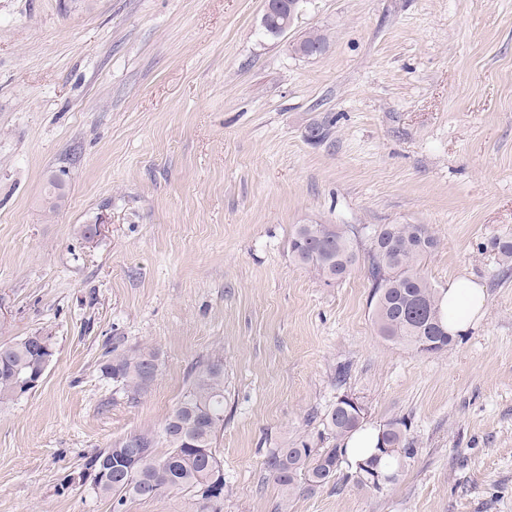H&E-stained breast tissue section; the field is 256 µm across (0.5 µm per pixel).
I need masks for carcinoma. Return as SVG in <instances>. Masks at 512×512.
Here are the masks:
<instances>
[{
	"instance_id": "carcinoma-1",
	"label": "carcinoma",
	"mask_w": 512,
	"mask_h": 512,
	"mask_svg": "<svg viewBox=\"0 0 512 512\" xmlns=\"http://www.w3.org/2000/svg\"><path fill=\"white\" fill-rule=\"evenodd\" d=\"M278 6L261 21L262 34L279 37L293 24L303 0H276ZM296 55L322 54L327 37L310 31L289 44ZM358 233L347 224H299L290 240L294 261L313 271L327 284L343 280L363 266L372 285V318L382 338L412 348L420 354L438 353L453 342L443 323L441 297L422 271V261L436 249L437 239L425 224H383L373 230L371 245L360 255ZM54 336L36 330L8 345L0 346V402L27 393L20 382L44 376L55 355ZM120 393L137 401L158 376L155 352L142 348L119 353L104 365ZM224 426V367L211 361L194 367L187 388L159 431L142 429L105 448H99L82 463L78 482L112 499L113 512H122L129 500H157L173 490H191L202 500V512L216 509L224 489L211 491L214 475L208 459L216 454L215 443ZM324 426L336 440L330 448H313L302 438L289 448H271L264 466L282 488L285 499L311 492L336 479L346 460L342 442L362 427L347 415L342 402L328 412ZM402 420L388 423L381 440L408 457L414 449ZM166 444V451H156ZM383 454L355 462L356 483L374 491L368 482L370 469L385 472Z\"/></svg>"
}]
</instances>
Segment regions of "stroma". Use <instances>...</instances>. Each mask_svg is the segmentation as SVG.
<instances>
[{"instance_id":"obj_1","label":"stroma","mask_w":512,"mask_h":512,"mask_svg":"<svg viewBox=\"0 0 512 512\" xmlns=\"http://www.w3.org/2000/svg\"><path fill=\"white\" fill-rule=\"evenodd\" d=\"M263 13L0 0V346L43 329L56 348L0 404V512H112L64 476L161 429L216 358L218 512H512V261L491 245L512 237V0H305L276 39ZM317 29L324 53L290 51ZM299 224L427 225L432 287L480 282L484 315L435 354L386 341L363 269L328 285L293 261ZM143 347L158 377L130 403L103 366ZM345 395L366 425L405 421L413 456L378 492L346 465L285 498L268 450L317 440Z\"/></svg>"}]
</instances>
